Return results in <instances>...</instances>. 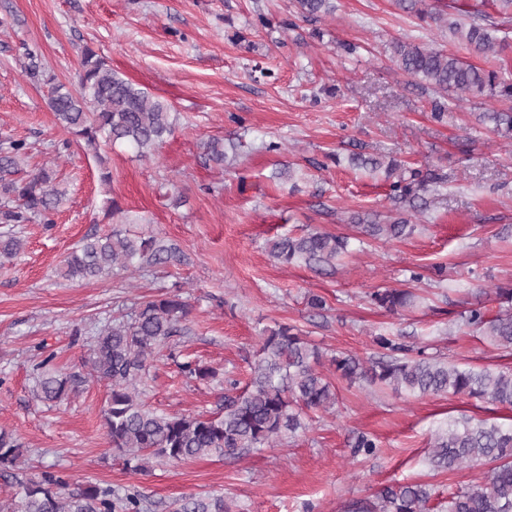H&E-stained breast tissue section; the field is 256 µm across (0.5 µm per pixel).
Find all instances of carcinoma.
<instances>
[{
  "label": "carcinoma",
  "instance_id": "1",
  "mask_svg": "<svg viewBox=\"0 0 512 512\" xmlns=\"http://www.w3.org/2000/svg\"><path fill=\"white\" fill-rule=\"evenodd\" d=\"M299 15L317 21L332 14L333 0H295ZM402 12L419 21L435 24L463 41L468 51L486 56L501 47L499 25L476 9L464 18L438 9L427 0H395ZM391 61L400 71L425 81L439 92L452 91L472 97L486 96L512 101V77L502 71L478 67L438 47L397 40L391 45ZM28 73L50 86L48 105L56 123L82 139L97 153L101 146L122 145L143 157L156 151L174 132L171 107L148 96L123 78L92 49L81 51L79 88L72 91L56 83L55 76L40 68L29 54ZM494 131L512 138V110L486 113ZM29 146L22 139L0 136V224L11 227L35 218L52 223L66 190L55 183L53 170L41 166L25 170ZM205 162L224 165V139L213 137L204 144ZM356 167L374 173L386 168L398 174L391 183L395 198L416 208L419 192L436 182L430 173L392 159H351ZM361 231L374 239L394 240L414 227L398 217L386 224L358 220ZM23 247L17 233H0V259H11ZM348 248L345 237L322 231L286 235L271 245V255L283 264L333 265ZM183 255L174 245L154 237L144 238L121 230L84 239L64 259V276L74 280L99 279L116 269H143L179 264ZM379 307L397 312L413 305L415 296L406 289L385 288L371 294ZM190 305L179 291H170L138 304L126 319L96 330L88 362L93 377L110 385L103 411L112 447L126 456L132 471L146 469L152 459L182 462L202 457H238L252 449L270 446L286 435L306 430L309 411L326 410L336 402L334 387L318 371L323 357L297 328L280 324L263 337L260 358L253 367L250 386L236 395L224 394V407L213 414H163L150 409L140 398L136 384L160 349L187 320ZM464 327L476 330L491 345L512 352V306L489 315L481 300L461 313ZM375 344L382 350L376 360L364 361L339 352L330 359L336 374L349 381L382 383L395 391L418 396L465 395L485 403L512 408V370L460 369L447 361L425 355L387 336ZM47 357L36 366L37 398L61 403L72 391L70 379L46 369ZM183 374L204 380L212 370L193 361L179 364ZM22 448L8 433H0V471L17 467ZM485 467L482 481L464 484L448 495L446 512H512V426L472 423L460 419L432 438L430 466L441 472L458 471L470 464ZM17 500L10 512H142L136 492L114 499L109 485L71 486L68 476L45 471L37 479L13 474ZM431 489L422 483L383 488L376 500L362 503L357 512H430Z\"/></svg>",
  "mask_w": 512,
  "mask_h": 512
}]
</instances>
